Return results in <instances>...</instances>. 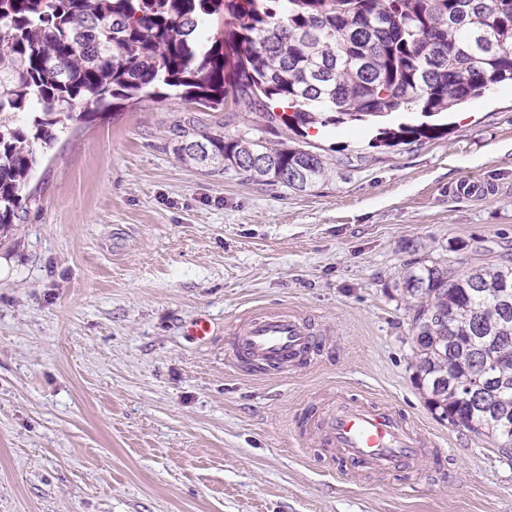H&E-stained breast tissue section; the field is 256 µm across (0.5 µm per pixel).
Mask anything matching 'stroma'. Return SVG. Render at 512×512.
Here are the masks:
<instances>
[{
    "instance_id": "stroma-1",
    "label": "stroma",
    "mask_w": 512,
    "mask_h": 512,
    "mask_svg": "<svg viewBox=\"0 0 512 512\" xmlns=\"http://www.w3.org/2000/svg\"><path fill=\"white\" fill-rule=\"evenodd\" d=\"M322 155L304 192L182 160L183 120ZM446 135L299 137L225 105L126 102L38 149L34 199L0 233V512H512V453L439 419L413 372L415 262L512 259V85ZM484 185L464 195L460 182ZM302 310L325 345L274 375L224 362L255 306ZM209 341L189 336L199 317ZM396 407L438 454L352 482L299 440L329 393Z\"/></svg>"
}]
</instances>
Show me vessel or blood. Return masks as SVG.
Wrapping results in <instances>:
<instances>
[{
    "label": "vessel or blood",
    "instance_id": "vessel-or-blood-1",
    "mask_svg": "<svg viewBox=\"0 0 512 512\" xmlns=\"http://www.w3.org/2000/svg\"><path fill=\"white\" fill-rule=\"evenodd\" d=\"M320 347V339L301 312L257 307L234 330L225 361L237 369L282 374L307 364ZM301 432L306 438L319 433L342 474L350 479L413 473L432 446L430 437L394 408L351 404L340 398L309 410L301 420Z\"/></svg>",
    "mask_w": 512,
    "mask_h": 512
}]
</instances>
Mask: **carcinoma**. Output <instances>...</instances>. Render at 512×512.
Returning a JSON list of instances; mask_svg holds the SVG:
<instances>
[{
    "label": "carcinoma",
    "mask_w": 512,
    "mask_h": 512,
    "mask_svg": "<svg viewBox=\"0 0 512 512\" xmlns=\"http://www.w3.org/2000/svg\"><path fill=\"white\" fill-rule=\"evenodd\" d=\"M508 82L512 0H0V228L19 217L33 144L53 146L86 116L81 104L105 110L165 87L216 109L231 90L239 109L296 134L369 122L393 146L440 136L429 118ZM401 109L425 121L380 126ZM177 153L301 192L328 173L318 154L244 135L189 133ZM403 288L430 410L512 448V266L460 274L432 261ZM475 391L505 400L508 421L467 400Z\"/></svg>",
    "instance_id": "obj_1"
}]
</instances>
